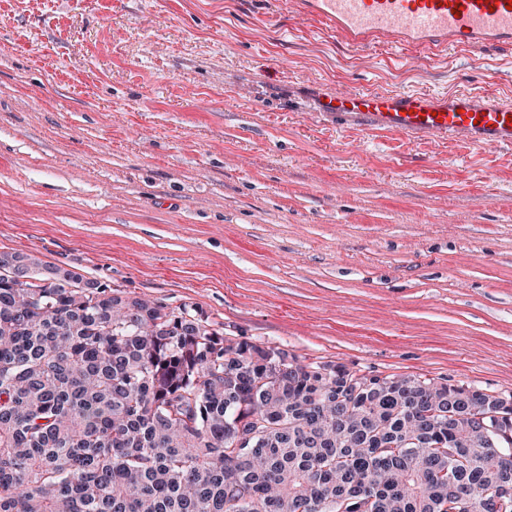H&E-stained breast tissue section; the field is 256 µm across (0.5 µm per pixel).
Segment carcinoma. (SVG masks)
<instances>
[{
  "label": "carcinoma",
  "mask_w": 512,
  "mask_h": 512,
  "mask_svg": "<svg viewBox=\"0 0 512 512\" xmlns=\"http://www.w3.org/2000/svg\"><path fill=\"white\" fill-rule=\"evenodd\" d=\"M0 512H512V395L0 252Z\"/></svg>",
  "instance_id": "1"
}]
</instances>
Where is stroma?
<instances>
[{
	"mask_svg": "<svg viewBox=\"0 0 512 512\" xmlns=\"http://www.w3.org/2000/svg\"><path fill=\"white\" fill-rule=\"evenodd\" d=\"M337 84L512 103V53L410 63L277 0H0V251L512 394V145L338 127Z\"/></svg>",
	"mask_w": 512,
	"mask_h": 512,
	"instance_id": "obj_1",
	"label": "stroma"
}]
</instances>
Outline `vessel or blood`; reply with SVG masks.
Returning <instances> with one entry per match:
<instances>
[{"label":"vessel or blood","instance_id":"b4317fda","mask_svg":"<svg viewBox=\"0 0 512 512\" xmlns=\"http://www.w3.org/2000/svg\"><path fill=\"white\" fill-rule=\"evenodd\" d=\"M512 0H282L290 12L325 23L351 47L382 46L412 58L450 50L512 51ZM320 113L366 134L479 147L512 144V105L465 93L420 95L332 88Z\"/></svg>","mask_w":512,"mask_h":512}]
</instances>
